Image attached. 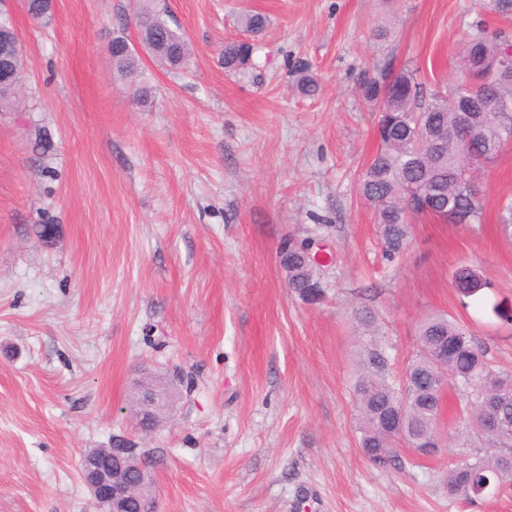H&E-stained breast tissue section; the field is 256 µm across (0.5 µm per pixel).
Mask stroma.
Returning <instances> with one entry per match:
<instances>
[{
	"instance_id": "stroma-1",
	"label": "stroma",
	"mask_w": 512,
	"mask_h": 512,
	"mask_svg": "<svg viewBox=\"0 0 512 512\" xmlns=\"http://www.w3.org/2000/svg\"><path fill=\"white\" fill-rule=\"evenodd\" d=\"M159 5L191 44L185 68L140 44L137 0H53L45 23L9 5L26 77L18 110L0 112V512H101L79 462L116 436L158 457V512H512V488L448 495L449 465L481 440L432 458L400 445L378 465L354 401L359 310L394 383L432 313L512 374V233L498 224L512 150L477 180L483 223L415 221L388 256L358 194L378 114L356 91L387 64L433 89L477 24L512 34V21L490 0ZM245 10L268 25L255 68L230 74L221 55ZM116 37L139 59L133 77L112 67ZM301 61L315 98L292 88ZM288 236L321 253L319 302L287 286ZM463 264L488 283L467 299L451 279ZM175 370L185 384L144 434L134 384Z\"/></svg>"
}]
</instances>
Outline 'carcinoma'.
<instances>
[{
    "mask_svg": "<svg viewBox=\"0 0 512 512\" xmlns=\"http://www.w3.org/2000/svg\"><path fill=\"white\" fill-rule=\"evenodd\" d=\"M51 7L50 0H27L29 15L37 22L50 16ZM163 15L153 0H140L135 26L157 65L178 69L189 60L192 48ZM239 22L244 31L258 35L267 18L245 12ZM511 48L512 36L506 32L489 34L479 27L454 61L452 79L427 94L407 68L392 71L384 66L377 75L360 81V96L378 108L379 147L362 173L359 194L374 209L388 255L406 248L413 217L458 213L468 224L482 222L476 174L495 164L512 146V76L503 74L486 88V104L480 101L463 112L457 100L468 86L477 60L505 57ZM253 53L250 42H224V70L236 73L246 69L253 63ZM295 76L301 95L313 98L318 94L319 83L309 66H298ZM20 85L19 81L0 84L1 112L15 110ZM279 258L288 287L305 300H318L321 289L310 287L318 281L316 268L295 249L293 240L284 242ZM452 278L454 288L465 298L486 287L466 265L457 267ZM419 344L406 369L409 382L402 390L386 378V351L376 344L366 349L364 370L355 385L362 453L373 463H384L399 444L443 448L438 393L454 386L465 404L466 431L481 437L490 451L448 468V496L470 500L467 489L488 481L500 489L511 487L512 375L494 371L488 349L444 314L422 320ZM390 410L401 413V426L392 428L385 422ZM489 414L505 422L487 430L482 421Z\"/></svg>",
    "mask_w": 512,
    "mask_h": 512,
    "instance_id": "cac0c4a2",
    "label": "carcinoma"
}]
</instances>
